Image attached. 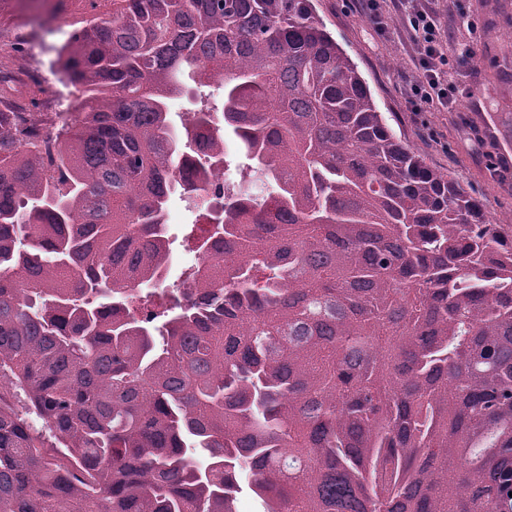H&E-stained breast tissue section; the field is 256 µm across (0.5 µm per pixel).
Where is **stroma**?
Returning <instances> with one entry per match:
<instances>
[{"label": "stroma", "instance_id": "obj_1", "mask_svg": "<svg viewBox=\"0 0 512 512\" xmlns=\"http://www.w3.org/2000/svg\"><path fill=\"white\" fill-rule=\"evenodd\" d=\"M337 42L368 82L379 111L410 148L434 169L449 174L479 198L489 219L512 216V0H432L450 37L440 48L443 70L455 88L454 107L413 101L410 86L417 58L395 0H379L369 21L358 0H315ZM107 4L68 0L48 19L43 0H0V70L32 66L44 70L40 90L6 86L7 96L78 101L82 89L65 85L51 67L68 34ZM471 46L479 65L464 62ZM174 262L168 284L182 282L194 268L191 230L195 210L173 199L168 211Z\"/></svg>", "mask_w": 512, "mask_h": 512}]
</instances>
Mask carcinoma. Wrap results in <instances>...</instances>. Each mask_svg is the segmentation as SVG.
Segmentation results:
<instances>
[{
  "label": "carcinoma",
  "instance_id": "cac0c4a2",
  "mask_svg": "<svg viewBox=\"0 0 512 512\" xmlns=\"http://www.w3.org/2000/svg\"><path fill=\"white\" fill-rule=\"evenodd\" d=\"M0 94V512H512V220L412 152L314 0H111ZM223 81L175 126L170 99ZM224 193L163 344L121 296L171 264L187 154Z\"/></svg>",
  "mask_w": 512,
  "mask_h": 512
}]
</instances>
